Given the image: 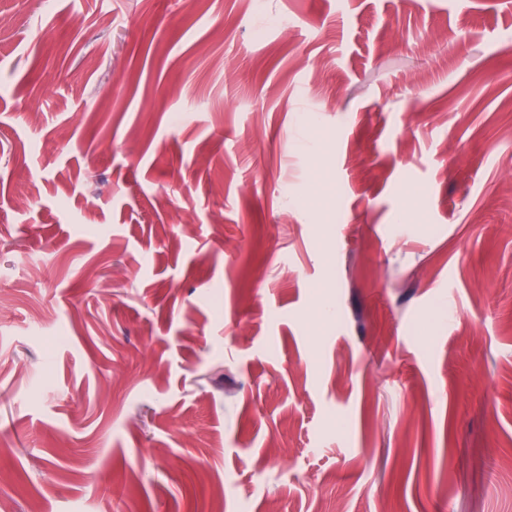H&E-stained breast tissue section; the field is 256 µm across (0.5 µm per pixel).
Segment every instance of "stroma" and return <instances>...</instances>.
<instances>
[{"label":"stroma","instance_id":"obj_1","mask_svg":"<svg viewBox=\"0 0 512 512\" xmlns=\"http://www.w3.org/2000/svg\"><path fill=\"white\" fill-rule=\"evenodd\" d=\"M512 512V0H0V512Z\"/></svg>","mask_w":512,"mask_h":512}]
</instances>
